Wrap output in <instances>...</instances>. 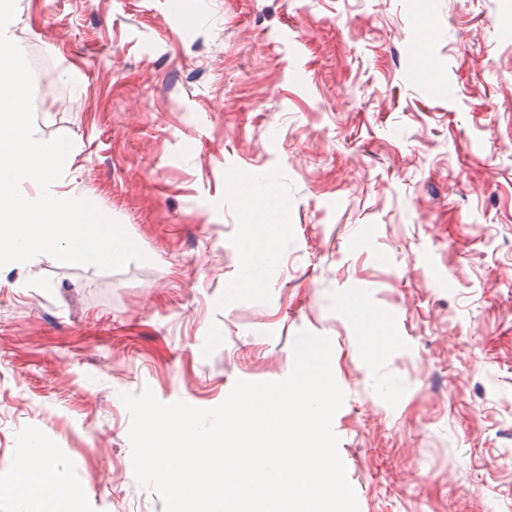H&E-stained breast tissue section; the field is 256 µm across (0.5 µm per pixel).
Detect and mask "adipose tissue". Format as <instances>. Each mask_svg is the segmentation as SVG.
<instances>
[{
  "instance_id": "ef3b65f1",
  "label": "adipose tissue",
  "mask_w": 512,
  "mask_h": 512,
  "mask_svg": "<svg viewBox=\"0 0 512 512\" xmlns=\"http://www.w3.org/2000/svg\"><path fill=\"white\" fill-rule=\"evenodd\" d=\"M0 494L12 499L16 512H52L61 499H78L80 490L63 487L53 476L52 455L46 444L32 442L19 463L15 481L0 487Z\"/></svg>"
}]
</instances>
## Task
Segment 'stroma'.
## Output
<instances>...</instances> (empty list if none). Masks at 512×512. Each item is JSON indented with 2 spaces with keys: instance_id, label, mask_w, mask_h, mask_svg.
I'll list each match as a JSON object with an SVG mask.
<instances>
[{
  "instance_id": "stroma-1",
  "label": "stroma",
  "mask_w": 512,
  "mask_h": 512,
  "mask_svg": "<svg viewBox=\"0 0 512 512\" xmlns=\"http://www.w3.org/2000/svg\"><path fill=\"white\" fill-rule=\"evenodd\" d=\"M429 3L20 0L36 134L147 259L0 274V485L36 438L61 512H163L121 393L216 407L306 329L359 512H512V0ZM274 227L275 224L268 223L266 215L256 217V213L252 214L250 220L244 225L245 239L250 243L249 249L251 254L256 249V244L266 239Z\"/></svg>"
}]
</instances>
